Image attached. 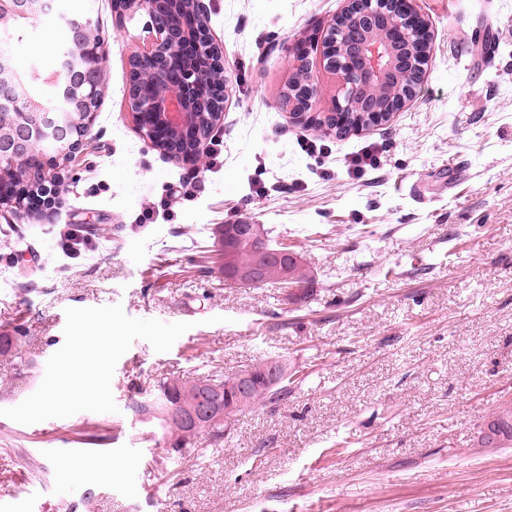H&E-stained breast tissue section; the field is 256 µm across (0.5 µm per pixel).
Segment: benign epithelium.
<instances>
[{
  "label": "benign epithelium",
  "instance_id": "1",
  "mask_svg": "<svg viewBox=\"0 0 512 512\" xmlns=\"http://www.w3.org/2000/svg\"><path fill=\"white\" fill-rule=\"evenodd\" d=\"M115 6L142 9L151 18L150 46L131 63L129 107L138 129L166 154L202 161L207 134L198 131V120L211 128L222 119L227 99L223 50L208 26L207 5L204 0H116ZM43 8L44 0H0V29L37 16ZM64 40L68 50L44 71L47 97L23 95L33 67L20 66L10 52L0 57V161L18 164L42 151L60 123L79 131L72 150L83 145L104 85V40L73 20L65 21ZM430 54L428 24L415 0H347L322 41V68L340 81L333 106L322 116L312 112L317 84L312 81L310 51L305 42H296L288 46L293 71L285 94L288 120L336 133L387 123L418 94ZM199 55L220 73L219 87L210 95L201 91L196 78L194 60ZM58 167V159L50 158L36 181L21 175L17 185L0 182V204L16 214L54 208L62 191ZM245 229L262 248L255 264L237 269L232 277L253 285L260 283L266 265L281 262L286 253L267 247L263 225ZM287 376L279 360L269 362L262 374L271 386ZM258 380L250 369L237 373L230 384L232 402L249 403Z\"/></svg>",
  "mask_w": 512,
  "mask_h": 512
}]
</instances>
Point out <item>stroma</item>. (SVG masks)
<instances>
[{
  "label": "stroma",
  "instance_id": "1",
  "mask_svg": "<svg viewBox=\"0 0 512 512\" xmlns=\"http://www.w3.org/2000/svg\"><path fill=\"white\" fill-rule=\"evenodd\" d=\"M228 77L203 163L170 158L128 105L151 19L112 0H57L105 39V83L47 215L0 207V334L26 326L34 366L0 356V408L40 386L66 308L191 328L165 353L135 340L111 382L114 413L22 425L0 417V512H512V447L476 442L512 409V0H416L433 37L418 95L343 135L289 123L285 48L302 40L328 111L339 81L318 47L345 0H205ZM58 16L9 49L49 67ZM493 27L494 52L478 50ZM370 152L361 174L350 157ZM272 228L312 284L228 288L216 228ZM78 235L88 248L67 254ZM287 361V398L235 416L222 443L173 453L131 406L163 378ZM128 465L64 481L73 460Z\"/></svg>",
  "mask_w": 512,
  "mask_h": 512
}]
</instances>
